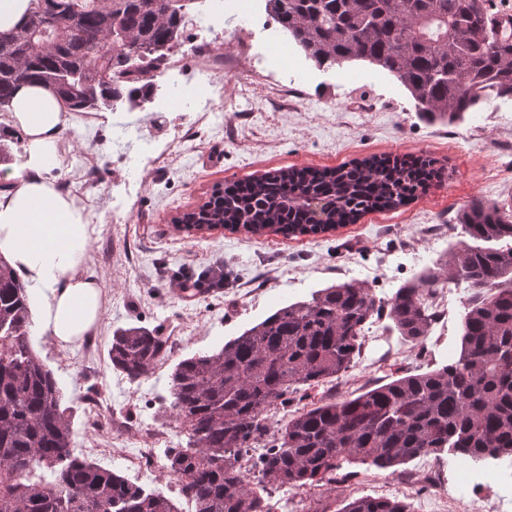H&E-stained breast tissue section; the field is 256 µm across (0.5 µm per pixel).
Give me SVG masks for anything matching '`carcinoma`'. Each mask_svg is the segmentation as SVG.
<instances>
[{
  "label": "carcinoma",
  "mask_w": 512,
  "mask_h": 512,
  "mask_svg": "<svg viewBox=\"0 0 512 512\" xmlns=\"http://www.w3.org/2000/svg\"><path fill=\"white\" fill-rule=\"evenodd\" d=\"M71 23L32 21L0 35V111L15 88L49 85L68 112L129 110L151 102L160 69L180 45L195 0H32ZM266 10L317 66L362 61L407 90L430 121L460 120L491 97H512V13L492 0H266ZM426 164L371 157L336 169H287L216 189L194 221L251 232H324L405 205ZM466 239L427 274L382 298L341 282L282 306L214 352L180 360L170 408L185 443L166 449L193 512H266L272 489L322 487L346 464L389 469L421 455L512 459V211L473 203ZM465 285L458 352L353 398L310 402L346 372L374 318L413 344L436 321L428 294ZM25 282L0 256V512H181L159 490L74 454L70 408L29 338ZM162 329L112 336V367L137 380L167 361ZM285 412L272 421L273 410ZM263 452L249 468L241 460ZM340 512H411L399 498L360 497Z\"/></svg>",
  "instance_id": "1"
}]
</instances>
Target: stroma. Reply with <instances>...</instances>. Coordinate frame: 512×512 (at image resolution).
Masks as SVG:
<instances>
[{
	"instance_id": "obj_1",
	"label": "stroma",
	"mask_w": 512,
	"mask_h": 512,
	"mask_svg": "<svg viewBox=\"0 0 512 512\" xmlns=\"http://www.w3.org/2000/svg\"><path fill=\"white\" fill-rule=\"evenodd\" d=\"M187 13L199 25L183 33L176 84L159 86L145 109L74 122L54 171L94 228L86 272L103 288L94 346L31 338L71 409L78 451L88 434L82 394H98L115 420L174 428L170 374L179 360L220 349L283 305L331 284L359 280L389 296L457 245L458 217L473 201L512 203V98H491L456 124L432 122L390 75L364 62L322 69L294 45L289 67L306 74L305 82L269 74L252 55L225 73L223 92L205 94L198 90L195 43L213 55L235 52L241 23L223 17L215 0H193ZM177 135L184 143L164 152ZM385 156L433 160L442 177L406 206L315 235L189 233L175 225L230 181ZM188 269L201 277L222 272L223 288L185 296L176 277ZM462 312V302H455L447 322L433 328L424 359L387 320L375 321L368 333L381 339L389 361L378 363L382 352L363 347L356 365L327 392L349 397L447 362L458 348ZM130 325L158 326L180 340L168 363L135 382L115 371L108 356L113 331ZM420 464L417 458L393 470L359 464L333 490L318 487L302 496L315 512H340L345 500L378 496L376 479Z\"/></svg>"
}]
</instances>
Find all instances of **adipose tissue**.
Wrapping results in <instances>:
<instances>
[{"instance_id":"adipose-tissue-1","label":"adipose tissue","mask_w":512,"mask_h":512,"mask_svg":"<svg viewBox=\"0 0 512 512\" xmlns=\"http://www.w3.org/2000/svg\"><path fill=\"white\" fill-rule=\"evenodd\" d=\"M12 106L29 169L0 190V256L35 288L32 306L39 334L73 344L96 327L103 292L83 270L89 221L51 175L69 128L66 112L56 92L40 84L19 87Z\"/></svg>"}]
</instances>
